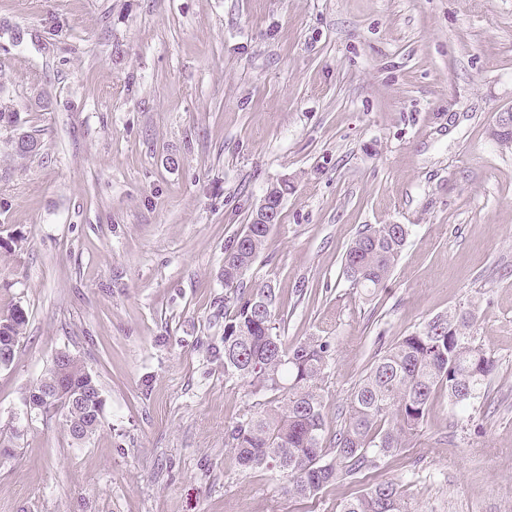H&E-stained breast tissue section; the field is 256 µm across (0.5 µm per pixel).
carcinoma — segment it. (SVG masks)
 Returning a JSON list of instances; mask_svg holds the SVG:
<instances>
[{
  "instance_id": "obj_1",
  "label": "carcinoma",
  "mask_w": 512,
  "mask_h": 512,
  "mask_svg": "<svg viewBox=\"0 0 512 512\" xmlns=\"http://www.w3.org/2000/svg\"><path fill=\"white\" fill-rule=\"evenodd\" d=\"M12 146L24 138L20 113L0 109V128ZM272 229L248 224L224 246V337L211 357L224 363V379L246 386L256 402L227 426V444L240 467L271 465L291 491L313 497L328 485L351 483L376 462L405 446L424 421L432 394L442 389L455 408L478 398L495 370L494 360L471 336L475 315L454 307L421 323L415 331L378 353L353 392L344 427L333 446L324 445L321 380L330 343L311 336L288 345L278 332V295L266 283L247 287L244 279L265 249ZM406 224L364 228L349 245L343 273L355 288L384 285L405 246ZM16 306L0 316V336H20L27 319ZM339 512H410L401 487L377 482L344 500Z\"/></svg>"
}]
</instances>
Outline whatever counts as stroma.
<instances>
[{
	"label": "stroma",
	"instance_id": "obj_1",
	"mask_svg": "<svg viewBox=\"0 0 512 512\" xmlns=\"http://www.w3.org/2000/svg\"><path fill=\"white\" fill-rule=\"evenodd\" d=\"M0 85L41 142L21 160L0 133V314L28 316L0 368V512H337L379 481L411 512H512V147L490 135L512 0H0ZM281 181L245 281L277 289L287 343L330 342L327 438L374 356L450 307L496 362L466 412L436 391L405 448L313 498L238 466L249 401L208 351L224 245ZM376 224L410 235L368 295L343 260ZM62 349L105 398L82 444L23 414Z\"/></svg>",
	"mask_w": 512,
	"mask_h": 512
}]
</instances>
